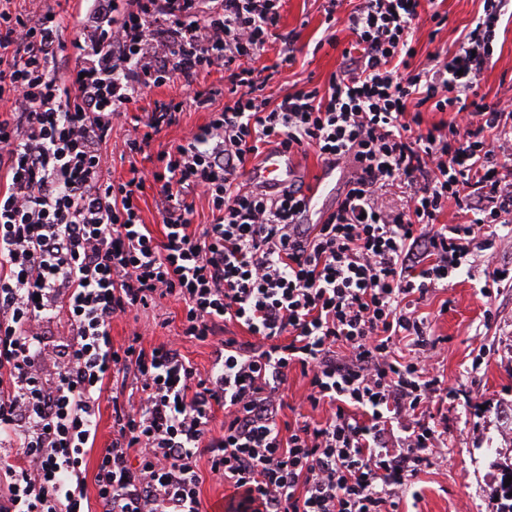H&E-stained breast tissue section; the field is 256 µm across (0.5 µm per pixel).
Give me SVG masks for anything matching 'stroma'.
Instances as JSON below:
<instances>
[{"label": "stroma", "mask_w": 512, "mask_h": 512, "mask_svg": "<svg viewBox=\"0 0 512 512\" xmlns=\"http://www.w3.org/2000/svg\"><path fill=\"white\" fill-rule=\"evenodd\" d=\"M325 6V0H286L283 24L298 35L297 62L275 75L266 90L270 99L302 87L309 76L325 82L339 68L336 51L323 43ZM438 8L448 17L439 33H432L427 16L415 24L417 66L430 65L436 52L456 50L460 32L481 14L482 0H440ZM480 86L491 102L512 96V15L501 21L493 62L483 72ZM207 118V110L187 109L179 125L163 130L145 153L137 155L138 167L151 168L159 151L190 137ZM489 266L512 270L511 242L494 238L488 250L476 254L470 270L418 305L419 314L432 323L434 354L453 391L446 412L448 464L423 468L414 487L397 489L399 512H497L502 467L512 462V284L491 296L482 295ZM181 318L182 307L176 303L167 304L159 314L120 317L112 324V339L122 343L131 326H140L148 343H178L199 371H207L211 350L180 338Z\"/></svg>", "instance_id": "1"}]
</instances>
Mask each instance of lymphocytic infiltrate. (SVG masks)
<instances>
[{
    "label": "lymphocytic infiltrate",
    "mask_w": 512,
    "mask_h": 512,
    "mask_svg": "<svg viewBox=\"0 0 512 512\" xmlns=\"http://www.w3.org/2000/svg\"><path fill=\"white\" fill-rule=\"evenodd\" d=\"M483 2L458 48L423 68L422 0H327L339 71L274 103L271 75L296 61L283 0H82L71 18L0 0V101L15 103L0 113V512H89L91 486L101 512H203L202 458L231 491L227 512H396L394 486L444 445L429 417L448 387L401 351L427 343L416 306L481 234L512 238V98L480 92L507 0ZM211 70L223 109L151 169L106 178L114 122L130 119L125 151L144 153L186 108L208 109L216 92L196 83ZM175 81L189 96L129 114ZM309 148L350 173L318 223L305 184L239 181L268 150ZM149 186L158 234L138 206ZM394 188L402 204L385 205ZM197 196L210 223L194 222ZM165 299L182 306V336L211 346L207 373L136 328L113 343L114 318ZM230 323L248 341L225 336ZM296 368L310 406L331 407L325 422L284 420ZM129 382L96 448L102 394Z\"/></svg>",
    "instance_id": "obj_1"
}]
</instances>
